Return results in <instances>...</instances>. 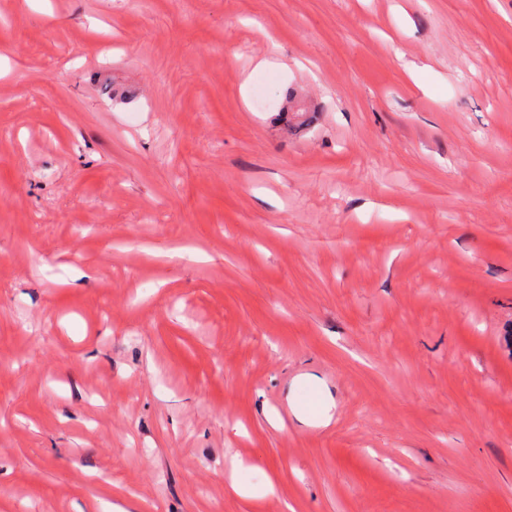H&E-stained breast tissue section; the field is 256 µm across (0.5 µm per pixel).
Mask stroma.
<instances>
[{
	"label": "stroma",
	"mask_w": 512,
	"mask_h": 512,
	"mask_svg": "<svg viewBox=\"0 0 512 512\" xmlns=\"http://www.w3.org/2000/svg\"><path fill=\"white\" fill-rule=\"evenodd\" d=\"M0 512H512V0H0Z\"/></svg>",
	"instance_id": "1"
}]
</instances>
